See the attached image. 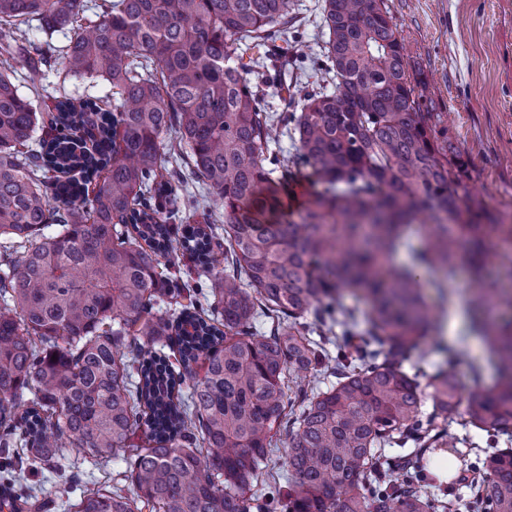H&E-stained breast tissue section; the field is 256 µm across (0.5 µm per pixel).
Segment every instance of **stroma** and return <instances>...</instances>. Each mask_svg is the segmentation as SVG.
Returning a JSON list of instances; mask_svg holds the SVG:
<instances>
[{"label":"stroma","mask_w":512,"mask_h":512,"mask_svg":"<svg viewBox=\"0 0 512 512\" xmlns=\"http://www.w3.org/2000/svg\"><path fill=\"white\" fill-rule=\"evenodd\" d=\"M420 71L427 93L460 151L469 172L471 194L512 225V0H387ZM468 272L450 289L443 317V335L456 351L455 372L462 394L476 384H491L494 370L487 354L475 353L465 324L455 322L456 306L467 305ZM481 367L474 380L473 367ZM457 447L427 450L419 458L428 481L427 495L460 503L470 495L468 452L481 442L475 429L460 419L445 424ZM448 461L447 477L435 466Z\"/></svg>","instance_id":"stroma-1"}]
</instances>
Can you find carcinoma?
Wrapping results in <instances>:
<instances>
[{
	"label": "carcinoma",
	"instance_id": "carcinoma-1",
	"mask_svg": "<svg viewBox=\"0 0 512 512\" xmlns=\"http://www.w3.org/2000/svg\"><path fill=\"white\" fill-rule=\"evenodd\" d=\"M318 9L319 51L301 58L294 0H0L9 512H45L21 473L55 468L66 447L96 465L122 457L127 483L87 482L67 512H451L416 488L415 459L390 480L382 450L454 448L437 421L460 413L487 436L471 512H512V448L498 447L512 438V319L491 317L500 299L482 275L487 238L511 240L512 225L476 220L485 205L440 143L385 0ZM56 32L69 43L54 55ZM297 60L322 81L288 77ZM51 71L110 92L49 105ZM284 136L319 188L298 218L270 222ZM464 263L497 376L463 405L453 361L405 363L438 327L420 271L450 288ZM271 465L287 491L261 494Z\"/></svg>",
	"mask_w": 512,
	"mask_h": 512
}]
</instances>
